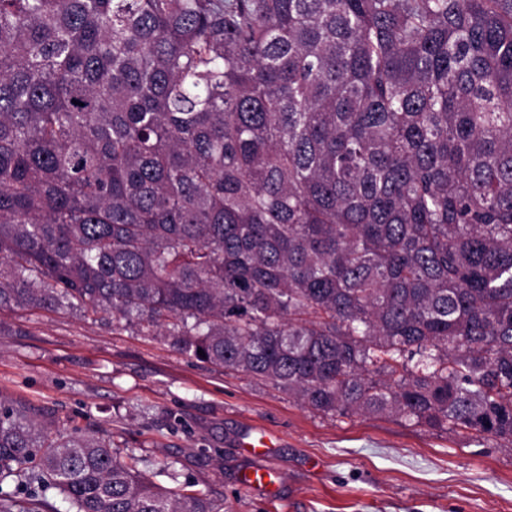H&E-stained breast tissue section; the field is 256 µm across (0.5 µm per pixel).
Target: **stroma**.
<instances>
[{"label": "stroma", "instance_id": "35a3bbf8", "mask_svg": "<svg viewBox=\"0 0 512 512\" xmlns=\"http://www.w3.org/2000/svg\"><path fill=\"white\" fill-rule=\"evenodd\" d=\"M0 400L52 419L55 436L110 433L145 476L173 467L222 512H512V449L490 438L326 416L77 308L0 312ZM261 439L268 453L250 452ZM267 466L263 488H242Z\"/></svg>", "mask_w": 512, "mask_h": 512}]
</instances>
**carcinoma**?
<instances>
[{
	"label": "carcinoma",
	"instance_id": "obj_1",
	"mask_svg": "<svg viewBox=\"0 0 512 512\" xmlns=\"http://www.w3.org/2000/svg\"><path fill=\"white\" fill-rule=\"evenodd\" d=\"M75 306L512 448V0H0V311ZM48 425L0 512H221Z\"/></svg>",
	"mask_w": 512,
	"mask_h": 512
}]
</instances>
